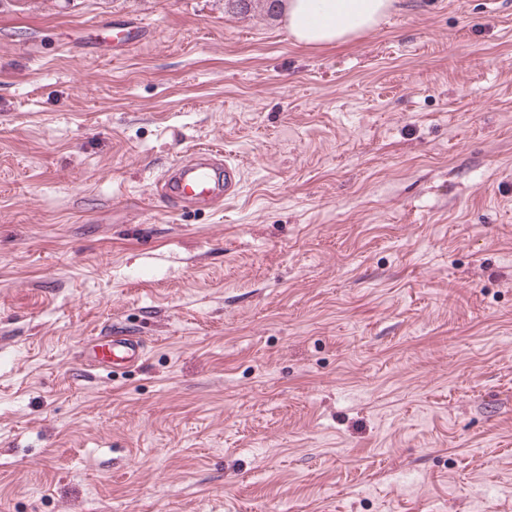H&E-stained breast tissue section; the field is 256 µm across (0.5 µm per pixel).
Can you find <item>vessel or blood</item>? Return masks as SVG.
I'll return each instance as SVG.
<instances>
[{
	"label": "vessel or blood",
	"mask_w": 512,
	"mask_h": 512,
	"mask_svg": "<svg viewBox=\"0 0 512 512\" xmlns=\"http://www.w3.org/2000/svg\"><path fill=\"white\" fill-rule=\"evenodd\" d=\"M240 169L220 151L197 149L170 165L157 179L155 190L181 210L216 208L240 191ZM144 356L138 337L114 332L96 337L88 350L90 366L109 370L130 366Z\"/></svg>",
	"instance_id": "vessel-or-blood-1"
}]
</instances>
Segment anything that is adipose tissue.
I'll return each instance as SVG.
<instances>
[{
    "label": "adipose tissue",
    "mask_w": 512,
    "mask_h": 512,
    "mask_svg": "<svg viewBox=\"0 0 512 512\" xmlns=\"http://www.w3.org/2000/svg\"><path fill=\"white\" fill-rule=\"evenodd\" d=\"M392 4L393 0H288L287 28L305 44L338 43L375 27Z\"/></svg>",
    "instance_id": "ef3b65f1"
}]
</instances>
